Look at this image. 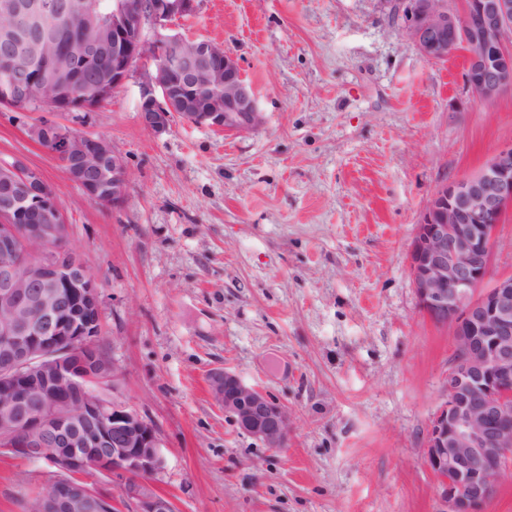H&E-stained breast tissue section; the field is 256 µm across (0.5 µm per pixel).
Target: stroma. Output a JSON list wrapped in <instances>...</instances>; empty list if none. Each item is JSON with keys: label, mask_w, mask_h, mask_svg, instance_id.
<instances>
[{"label": "stroma", "mask_w": 512, "mask_h": 512, "mask_svg": "<svg viewBox=\"0 0 512 512\" xmlns=\"http://www.w3.org/2000/svg\"><path fill=\"white\" fill-rule=\"evenodd\" d=\"M401 0H203L178 31L224 44L263 123L144 127L143 71L89 112L0 108V160L37 169L103 293L117 394L158 428L153 489L176 512H442L425 462L448 391L450 326L419 308L409 253L432 194L512 141V88L481 101L465 52L425 59ZM107 139L117 207L85 199L31 139L40 115ZM285 404L288 448L216 402V369ZM46 461L0 456V512Z\"/></svg>", "instance_id": "35a3bbf8"}]
</instances>
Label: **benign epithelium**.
Listing matches in <instances>:
<instances>
[{
	"mask_svg": "<svg viewBox=\"0 0 512 512\" xmlns=\"http://www.w3.org/2000/svg\"><path fill=\"white\" fill-rule=\"evenodd\" d=\"M203 0H113L107 24L95 0H0V43L12 59L11 80L43 85L38 103L53 107L56 88L73 82L92 61L112 28V74L92 89L103 103L142 66L146 83L140 112L155 134L179 117L194 125L249 132L260 126L253 85L236 55L207 39L174 30V21L196 15ZM66 20L94 35L69 51L51 76L32 73L44 56L42 39H15L19 28ZM402 31L431 61L467 52L465 82L492 102L512 85V0H403ZM210 91L205 103L197 92ZM79 149L88 166L112 162V205L128 193L126 164L104 138L58 129L53 153ZM42 174L19 161H0V449H21L55 468L44 499L28 512H91L99 503L112 512H174L150 482L163 469L156 425L127 402L97 393L90 383L117 386L121 369L96 348L103 298L96 277L67 245L69 225L51 189L42 203L45 223L30 232L18 224L29 200L28 185ZM512 205V142L497 149L475 175L438 188L418 225L410 270L421 310L454 328L458 352L448 368V396L429 421L426 464L438 480L444 512H474L512 470V274L483 289L490 273L498 225ZM211 388L224 412L266 447H288L290 415L263 390L234 372L216 369ZM36 397L39 408L26 409ZM119 481L117 497L92 480Z\"/></svg>",
	"mask_w": 512,
	"mask_h": 512,
	"instance_id": "1",
	"label": "benign epithelium"
}]
</instances>
